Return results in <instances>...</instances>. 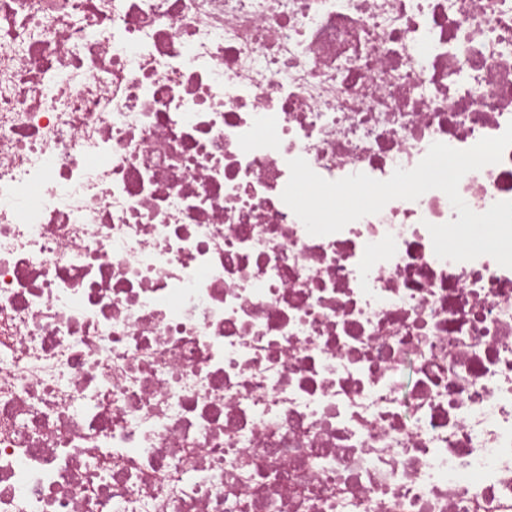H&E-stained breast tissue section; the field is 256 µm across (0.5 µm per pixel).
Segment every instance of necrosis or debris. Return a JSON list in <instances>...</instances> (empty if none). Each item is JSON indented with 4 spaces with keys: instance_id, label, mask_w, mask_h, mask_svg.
I'll return each instance as SVG.
<instances>
[{
    "instance_id": "1",
    "label": "necrosis or debris",
    "mask_w": 512,
    "mask_h": 512,
    "mask_svg": "<svg viewBox=\"0 0 512 512\" xmlns=\"http://www.w3.org/2000/svg\"><path fill=\"white\" fill-rule=\"evenodd\" d=\"M511 122L512 0H0V512H512V268L281 198Z\"/></svg>"
}]
</instances>
